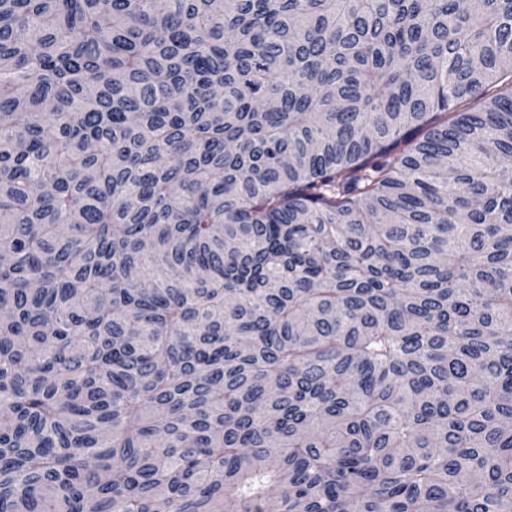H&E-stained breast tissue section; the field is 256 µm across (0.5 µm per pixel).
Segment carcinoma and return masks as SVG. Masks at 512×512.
Returning a JSON list of instances; mask_svg holds the SVG:
<instances>
[{"instance_id": "1", "label": "carcinoma", "mask_w": 512, "mask_h": 512, "mask_svg": "<svg viewBox=\"0 0 512 512\" xmlns=\"http://www.w3.org/2000/svg\"><path fill=\"white\" fill-rule=\"evenodd\" d=\"M0 512H512V0H0Z\"/></svg>"}]
</instances>
